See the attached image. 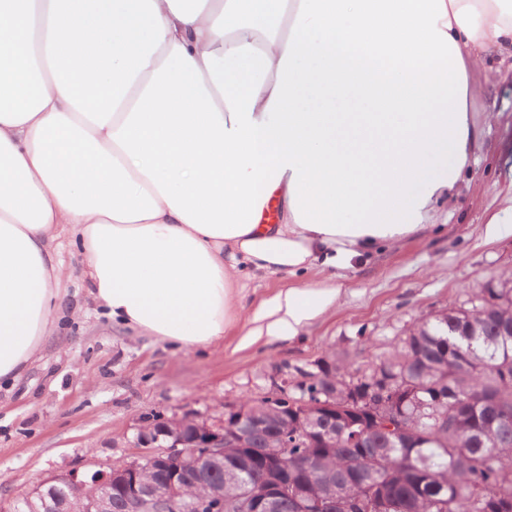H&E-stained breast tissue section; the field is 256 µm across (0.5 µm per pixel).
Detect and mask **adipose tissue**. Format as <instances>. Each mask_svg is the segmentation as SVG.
Wrapping results in <instances>:
<instances>
[{
  "mask_svg": "<svg viewBox=\"0 0 512 512\" xmlns=\"http://www.w3.org/2000/svg\"><path fill=\"white\" fill-rule=\"evenodd\" d=\"M493 53L512 0H0V385L62 316L66 245L135 333L218 344L281 274L240 342L298 334L454 190Z\"/></svg>",
  "mask_w": 512,
  "mask_h": 512,
  "instance_id": "adipose-tissue-1",
  "label": "adipose tissue"
}]
</instances>
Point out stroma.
<instances>
[{
  "label": "stroma",
  "instance_id": "35a3bbf8",
  "mask_svg": "<svg viewBox=\"0 0 512 512\" xmlns=\"http://www.w3.org/2000/svg\"><path fill=\"white\" fill-rule=\"evenodd\" d=\"M505 67L494 57L472 77L470 110L481 137L453 195L421 231L347 269L340 298L297 336L239 342L247 317L291 285L281 275L250 281L220 344L179 349L131 332L96 308L79 254L65 248L72 270L67 315L18 386L0 393V508L60 471L131 459L124 439L152 414L221 417L225 407L268 391L274 374L307 367L327 351L365 366L417 319L468 307L474 289L497 287L512 273V235L486 234L489 218L512 196V80L502 79Z\"/></svg>",
  "mask_w": 512,
  "mask_h": 512
}]
</instances>
